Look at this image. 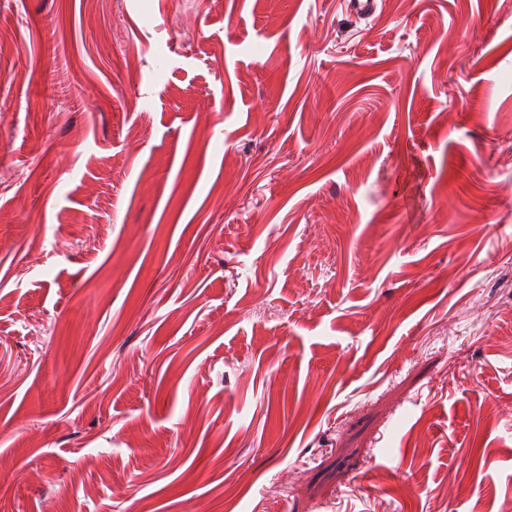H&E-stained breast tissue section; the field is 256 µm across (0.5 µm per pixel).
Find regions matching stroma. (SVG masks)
Returning <instances> with one entry per match:
<instances>
[{"mask_svg": "<svg viewBox=\"0 0 512 512\" xmlns=\"http://www.w3.org/2000/svg\"><path fill=\"white\" fill-rule=\"evenodd\" d=\"M512 512V0H0V512Z\"/></svg>", "mask_w": 512, "mask_h": 512, "instance_id": "1", "label": "stroma"}]
</instances>
